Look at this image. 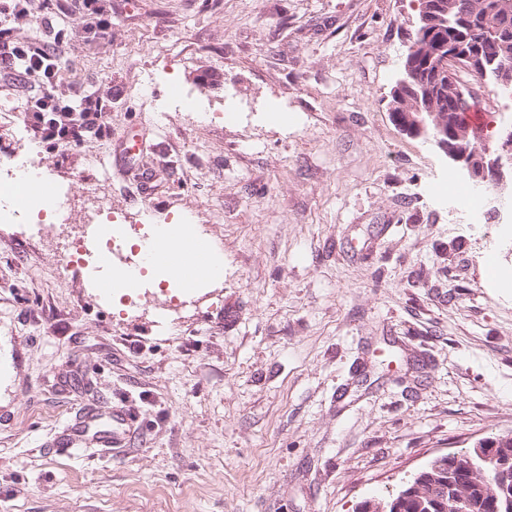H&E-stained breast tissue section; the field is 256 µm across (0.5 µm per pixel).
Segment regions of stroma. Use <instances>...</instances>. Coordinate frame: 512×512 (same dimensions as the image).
Masks as SVG:
<instances>
[{
    "mask_svg": "<svg viewBox=\"0 0 512 512\" xmlns=\"http://www.w3.org/2000/svg\"><path fill=\"white\" fill-rule=\"evenodd\" d=\"M111 4L105 30L77 0L0 20L107 129L50 150L0 114V163L100 183L130 224L191 219L224 277L182 303L155 268L131 310L0 221V512H356L512 435V281L485 263L512 267V224L434 194L442 154L388 111L418 0ZM184 92L231 120L175 111ZM116 406L129 447H58Z\"/></svg>",
    "mask_w": 512,
    "mask_h": 512,
    "instance_id": "1",
    "label": "stroma"
}]
</instances>
